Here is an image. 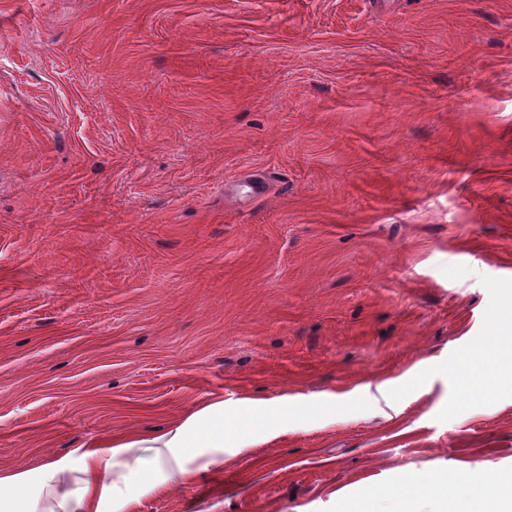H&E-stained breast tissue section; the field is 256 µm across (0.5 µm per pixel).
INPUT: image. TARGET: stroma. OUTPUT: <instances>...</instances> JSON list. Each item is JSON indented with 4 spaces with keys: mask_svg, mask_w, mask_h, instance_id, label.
<instances>
[{
    "mask_svg": "<svg viewBox=\"0 0 512 512\" xmlns=\"http://www.w3.org/2000/svg\"><path fill=\"white\" fill-rule=\"evenodd\" d=\"M509 306L512 0H0V471L220 400L250 437L125 512H440L512 471L456 379ZM234 191V201L262 199L270 192L269 178L261 169L251 170L235 181Z\"/></svg>",
    "mask_w": 512,
    "mask_h": 512,
    "instance_id": "1",
    "label": "stroma"
}]
</instances>
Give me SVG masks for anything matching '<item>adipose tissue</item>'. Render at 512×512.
Wrapping results in <instances>:
<instances>
[{"mask_svg":"<svg viewBox=\"0 0 512 512\" xmlns=\"http://www.w3.org/2000/svg\"><path fill=\"white\" fill-rule=\"evenodd\" d=\"M224 403L212 401L181 422L147 438H118L107 446L0 474V512H123L145 491L187 481L224 462ZM439 490L469 495L470 512H512V473L486 489L481 468L465 479L440 477Z\"/></svg>","mask_w":512,"mask_h":512,"instance_id":"adipose-tissue-1","label":"adipose tissue"}]
</instances>
